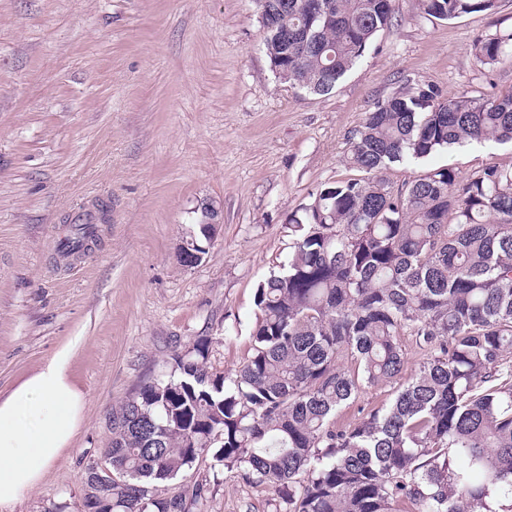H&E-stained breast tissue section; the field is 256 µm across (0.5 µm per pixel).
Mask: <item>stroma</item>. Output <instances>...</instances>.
<instances>
[{"label":"stroma","instance_id":"35a3bbf8","mask_svg":"<svg viewBox=\"0 0 512 512\" xmlns=\"http://www.w3.org/2000/svg\"><path fill=\"white\" fill-rule=\"evenodd\" d=\"M512 23L497 14L441 21L395 0L391 26L326 95L290 88L263 47L256 0H0V396L60 349L85 395L83 421L40 484L0 512H82L86 462L100 458L114 407L167 370L173 351L212 337L227 373L252 353L258 284L287 261L288 216L321 186L351 177L349 139L404 83L443 96L512 90V64L483 76L473 41ZM512 164L511 144L470 146L392 166L391 186L450 165L467 175ZM219 211L202 260L179 246L199 207ZM92 224L74 260L60 238ZM396 383L364 386L347 425L388 405ZM213 459L204 512H283L273 491Z\"/></svg>","mask_w":512,"mask_h":512}]
</instances>
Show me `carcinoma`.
I'll list each match as a JSON object with an SVG mask.
<instances>
[{
  "label": "carcinoma",
  "mask_w": 512,
  "mask_h": 512,
  "mask_svg": "<svg viewBox=\"0 0 512 512\" xmlns=\"http://www.w3.org/2000/svg\"><path fill=\"white\" fill-rule=\"evenodd\" d=\"M264 49L294 89L326 95L391 24L393 0H257ZM453 20L499 0H420ZM480 70L512 61V27L473 43ZM512 144V92L444 98L432 84L375 102L350 137L359 175L291 213L282 272L254 296L252 355L232 376L208 365V336L173 355L112 412L111 439L86 463L97 512H190L210 487L169 484L210 451L224 470L281 495L285 512H495L512 501V164L468 176L434 167L392 190L382 173L455 147ZM95 237L80 224L69 257ZM426 358L391 403L336 427L362 385L403 371L400 337Z\"/></svg>",
  "instance_id": "obj_1"
}]
</instances>
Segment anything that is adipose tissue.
Here are the masks:
<instances>
[{
    "instance_id": "adipose-tissue-1",
    "label": "adipose tissue",
    "mask_w": 512,
    "mask_h": 512,
    "mask_svg": "<svg viewBox=\"0 0 512 512\" xmlns=\"http://www.w3.org/2000/svg\"><path fill=\"white\" fill-rule=\"evenodd\" d=\"M60 350L0 399V507L35 488L46 468L70 447L85 396Z\"/></svg>"
}]
</instances>
